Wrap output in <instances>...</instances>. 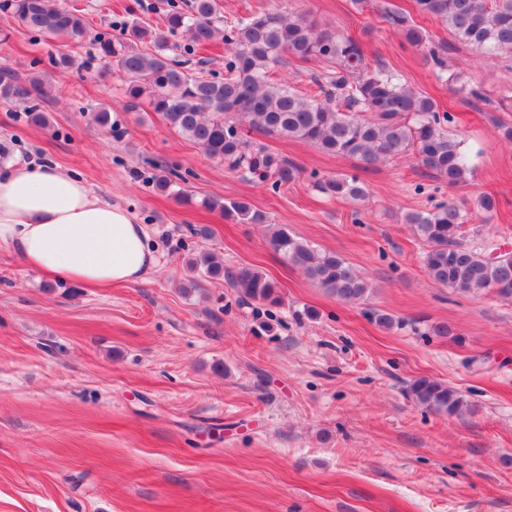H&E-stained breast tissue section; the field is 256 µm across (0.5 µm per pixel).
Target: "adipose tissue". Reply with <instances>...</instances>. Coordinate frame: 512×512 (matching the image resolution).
Returning <instances> with one entry per match:
<instances>
[{
	"label": "adipose tissue",
	"mask_w": 512,
	"mask_h": 512,
	"mask_svg": "<svg viewBox=\"0 0 512 512\" xmlns=\"http://www.w3.org/2000/svg\"><path fill=\"white\" fill-rule=\"evenodd\" d=\"M51 279L88 288L133 284L158 259L142 225L51 161L0 172V249Z\"/></svg>",
	"instance_id": "ef3b65f1"
}]
</instances>
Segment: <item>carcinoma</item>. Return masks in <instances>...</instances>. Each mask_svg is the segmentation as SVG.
<instances>
[{
  "instance_id": "obj_1",
  "label": "carcinoma",
  "mask_w": 512,
  "mask_h": 512,
  "mask_svg": "<svg viewBox=\"0 0 512 512\" xmlns=\"http://www.w3.org/2000/svg\"><path fill=\"white\" fill-rule=\"evenodd\" d=\"M170 2L164 32L133 22L124 26L120 38L104 33L93 36L100 57L124 78L128 111H140L142 101L148 100L153 112L205 155L261 182L270 180L275 189L299 179L303 170L284 156L255 147L245 132L247 127L308 142L330 155L358 157L368 165L410 155L417 167L448 187L472 176L461 141L448 131L454 115L402 82L398 74L369 65L357 39L336 33L306 12L287 13L275 7L230 19L222 15L219 0H193L188 10L177 0ZM413 2L419 16L448 27L457 41L483 59L512 57V0ZM3 8L20 26L50 40L71 44L88 37L85 17L63 6L61 0H5ZM383 19L401 30L410 45L426 48L439 80L456 85V91L474 99L485 98L479 87L461 81L457 73H448V43L429 39L401 11L385 10ZM168 32L188 35L189 43L183 46L186 53L224 42V77L187 72L168 54ZM137 41L152 44L154 52L135 49ZM290 56L329 64L311 77L316 93L304 95L289 83L272 81L274 69ZM47 93L38 77L26 85L0 78V99L29 102L26 112L38 125L45 124L46 117L35 101ZM155 185L183 203L193 202L164 170L155 176ZM313 185L328 197L356 201L367 197L366 187L355 175L318 178ZM200 204L241 224L266 222L264 214L243 201L204 198ZM472 218L465 206L448 200L408 213L405 223L425 245L422 264L435 284L459 294L492 293L512 302V260H497L493 253L464 240L462 228ZM269 243L284 260L340 301L361 302L372 292L370 282L340 255L319 249L284 228L273 227ZM186 267L192 274L227 280L245 299L282 303L277 283L257 269L226 268L205 250L188 257ZM409 393L417 404L437 413L458 414L465 407L458 391L430 377L414 379Z\"/></svg>"
}]
</instances>
